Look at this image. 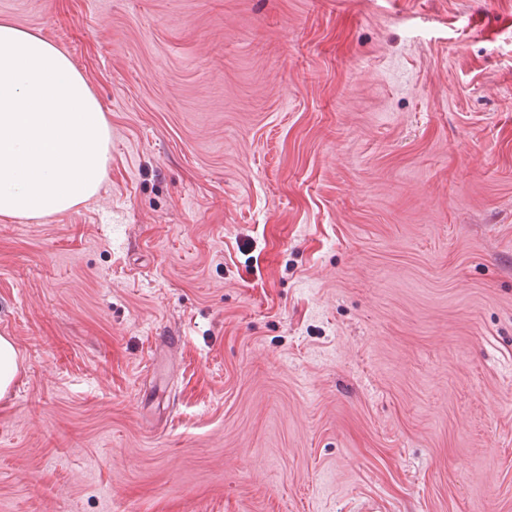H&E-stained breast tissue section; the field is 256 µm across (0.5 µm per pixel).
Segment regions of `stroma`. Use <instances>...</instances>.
Listing matches in <instances>:
<instances>
[{
	"label": "stroma",
	"mask_w": 512,
	"mask_h": 512,
	"mask_svg": "<svg viewBox=\"0 0 512 512\" xmlns=\"http://www.w3.org/2000/svg\"><path fill=\"white\" fill-rule=\"evenodd\" d=\"M1 22L111 139L94 197L0 216V512H512V0ZM18 372L17 352L11 341L0 336V396L3 395Z\"/></svg>",
	"instance_id": "stroma-1"
}]
</instances>
